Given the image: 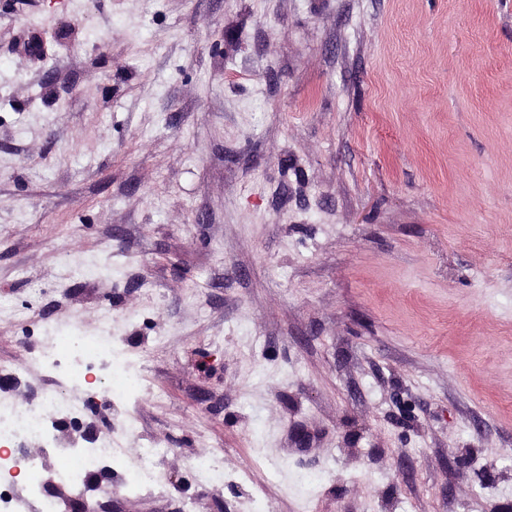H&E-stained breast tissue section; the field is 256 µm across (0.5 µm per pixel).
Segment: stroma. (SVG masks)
Masks as SVG:
<instances>
[{
    "label": "stroma",
    "instance_id": "stroma-1",
    "mask_svg": "<svg viewBox=\"0 0 512 512\" xmlns=\"http://www.w3.org/2000/svg\"><path fill=\"white\" fill-rule=\"evenodd\" d=\"M71 326L112 512H512V0H0V395ZM72 351L79 354L71 356ZM30 363L45 372L60 373L65 387L83 385L88 372L99 367L106 372L101 391L111 398L123 396L140 385L139 373L121 361L111 336H84L73 328L57 329L55 336H49L47 345L31 356ZM158 453L159 449L156 448L142 449L137 462L128 468L129 479L127 485L142 488L155 483L157 475L151 460Z\"/></svg>",
    "mask_w": 512,
    "mask_h": 512
}]
</instances>
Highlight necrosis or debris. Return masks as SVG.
<instances>
[{"label":"necrosis or debris","mask_w":512,"mask_h":512,"mask_svg":"<svg viewBox=\"0 0 512 512\" xmlns=\"http://www.w3.org/2000/svg\"><path fill=\"white\" fill-rule=\"evenodd\" d=\"M30 361L43 371L60 373L68 387L67 392H52L35 404L0 396V467H23L35 474L39 471L38 463L26 454L25 445L46 438L53 416L75 420L85 410V401L70 395V388L83 385L88 372L98 367L105 372L102 393L119 397L139 387L140 375L121 361L111 337L84 336L71 328L56 330ZM51 451L62 460L60 478L79 487L89 473L124 458L123 449L108 436L91 447L55 444Z\"/></svg>","instance_id":"4bbe7bcc"}]
</instances>
